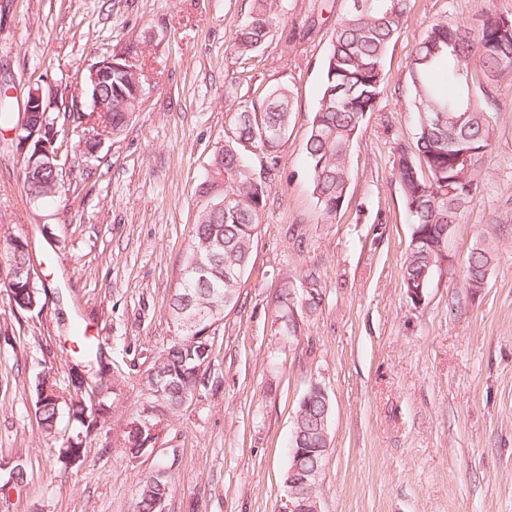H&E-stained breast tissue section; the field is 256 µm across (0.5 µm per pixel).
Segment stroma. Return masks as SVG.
<instances>
[{"label": "stroma", "mask_w": 512, "mask_h": 512, "mask_svg": "<svg viewBox=\"0 0 512 512\" xmlns=\"http://www.w3.org/2000/svg\"><path fill=\"white\" fill-rule=\"evenodd\" d=\"M416 0L386 58L387 88L353 145V180L335 223L320 221L305 165L321 62L348 0H272L278 25L250 58L230 48L253 0H0V90L21 113L42 89L60 131L62 193L32 200L17 140L0 135V241L28 244L41 306L0 290V512H134L135 486L173 460L164 512H283L296 407L312 384L332 404L320 512H512V74L491 87L494 149L479 189L413 303L400 266L410 239L393 148L411 141L410 55L438 20L473 22L482 3ZM132 54L140 109L96 159L73 166L92 65ZM288 83L295 121L268 180L262 224L237 306L216 329L204 384L155 448L124 458L113 440L144 404L152 355L175 331L168 303L182 273L196 192L224 142L227 110ZM494 261L480 294L464 271L474 248ZM315 268L324 300L282 335V276ZM83 323L120 388L74 465L59 458L73 427L46 437L33 389L71 376L67 336Z\"/></svg>", "instance_id": "35a3bbf8"}]
</instances>
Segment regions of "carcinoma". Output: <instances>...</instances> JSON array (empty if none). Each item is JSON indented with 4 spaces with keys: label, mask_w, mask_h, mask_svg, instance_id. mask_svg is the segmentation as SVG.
Instances as JSON below:
<instances>
[{
    "label": "carcinoma",
    "mask_w": 512,
    "mask_h": 512,
    "mask_svg": "<svg viewBox=\"0 0 512 512\" xmlns=\"http://www.w3.org/2000/svg\"><path fill=\"white\" fill-rule=\"evenodd\" d=\"M266 0H254L251 15L234 32L232 48L241 56L257 51L272 35L275 18L267 13ZM361 10L350 7L336 21L330 46L322 61V87L317 106L311 113L305 145L310 187L320 210L321 222L332 224L345 202L352 179L350 154L367 113L375 108L383 93L387 73L384 62L391 45L398 39L414 9V0H364ZM112 87L101 88L107 112L98 116L99 125L110 134L120 135L136 108L134 90L144 84L141 71H129L123 58H113ZM512 73V14L491 7L480 11L479 24L471 28L463 22L436 21L429 25L412 52L408 66V111L415 117L413 141L394 148L398 182L412 233L424 237L419 244L407 245L401 267L403 287L427 288L433 270L445 261L439 237L447 224L460 223L478 189L481 160L493 150L490 86L499 76ZM442 112L440 125L425 124L423 116ZM295 118L293 90L281 84L229 113L230 133L210 160L206 179L199 193L210 197L212 205L198 214L183 264L184 276L168 304L176 323L187 324L199 318L219 321L240 298L242 280L263 220L268 183L254 178L245 143L260 149L265 172L278 165L279 151L288 140ZM456 136L457 154H448V137ZM24 186L35 200L55 197L61 188L60 169L30 166L24 162ZM224 206H219V203ZM7 273H18L29 265L28 245L19 237L4 247ZM492 257L484 248L475 249L467 260L468 286L488 279ZM311 291L297 301L309 313L323 303L321 276L314 269L302 274ZM10 303L29 310L41 305L40 288L29 291L26 279L14 277L4 282ZM79 355L96 362L94 382L110 383L99 346L85 337H76ZM214 337L192 339V332H179L155 353L144 377L145 385L157 382L163 402L151 395L146 408L162 407L171 418L182 407L185 395L192 393L204 375L198 367L212 355ZM57 383L35 384V415L48 437L58 434L63 416L83 429H90L82 405L57 395ZM330 399L323 395L301 399L296 411L292 446L325 448L324 429L329 427ZM124 455L131 459L135 450L154 447L150 430L136 427L131 420L118 439ZM172 491V483L158 476H147L136 485L135 512H155L157 501Z\"/></svg>",
    "instance_id": "obj_1"
}]
</instances>
